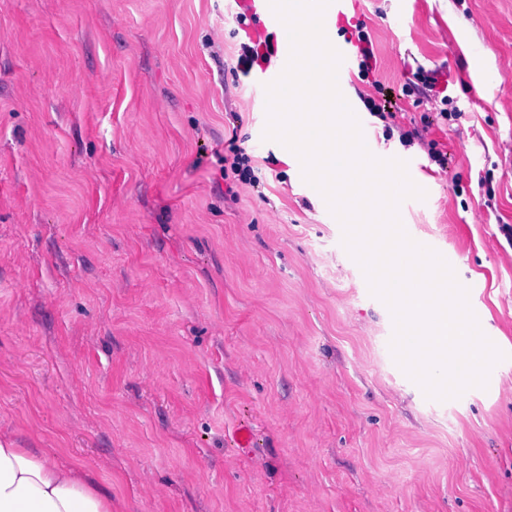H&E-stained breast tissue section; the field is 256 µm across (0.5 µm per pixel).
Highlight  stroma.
<instances>
[{
	"mask_svg": "<svg viewBox=\"0 0 512 512\" xmlns=\"http://www.w3.org/2000/svg\"><path fill=\"white\" fill-rule=\"evenodd\" d=\"M393 4L356 18L385 86L447 81L450 124L399 102L447 169L361 120L432 190L400 218L475 283L487 387L431 402L396 364L339 221L224 69L228 0H0L1 435L90 469L112 512H512V0ZM234 132L260 184L230 197Z\"/></svg>",
	"mask_w": 512,
	"mask_h": 512,
	"instance_id": "35a3bbf8",
	"label": "stroma"
}]
</instances>
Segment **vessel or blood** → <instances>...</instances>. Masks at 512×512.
Here are the masks:
<instances>
[{"label": "vessel or blood", "mask_w": 512, "mask_h": 512, "mask_svg": "<svg viewBox=\"0 0 512 512\" xmlns=\"http://www.w3.org/2000/svg\"><path fill=\"white\" fill-rule=\"evenodd\" d=\"M236 11L245 13L250 29L258 35H275L274 61L260 71L254 81L257 88H264L274 81L285 69L290 55V41L285 26L273 13L269 0H233ZM356 0H332L330 8L323 16V27L329 42L342 55L343 60L337 71L338 88L350 107H357L358 102L351 94V71L356 42L349 36L340 34Z\"/></svg>", "instance_id": "vessel-or-blood-1"}]
</instances>
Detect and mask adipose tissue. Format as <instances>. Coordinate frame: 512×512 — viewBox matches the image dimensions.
Wrapping results in <instances>:
<instances>
[{
    "label": "adipose tissue",
    "mask_w": 512,
    "mask_h": 512,
    "mask_svg": "<svg viewBox=\"0 0 512 512\" xmlns=\"http://www.w3.org/2000/svg\"><path fill=\"white\" fill-rule=\"evenodd\" d=\"M0 512H112L90 472L0 436Z\"/></svg>",
    "instance_id": "ef3b65f1"
}]
</instances>
